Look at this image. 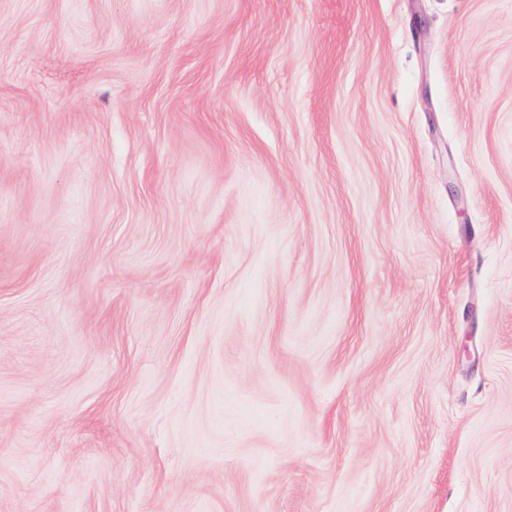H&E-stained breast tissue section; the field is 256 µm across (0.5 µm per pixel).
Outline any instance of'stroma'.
Returning <instances> with one entry per match:
<instances>
[{"mask_svg": "<svg viewBox=\"0 0 512 512\" xmlns=\"http://www.w3.org/2000/svg\"><path fill=\"white\" fill-rule=\"evenodd\" d=\"M0 512H512V0H0Z\"/></svg>", "mask_w": 512, "mask_h": 512, "instance_id": "obj_1", "label": "stroma"}]
</instances>
